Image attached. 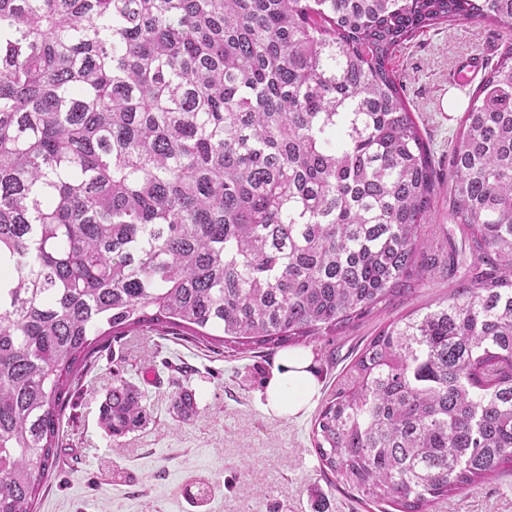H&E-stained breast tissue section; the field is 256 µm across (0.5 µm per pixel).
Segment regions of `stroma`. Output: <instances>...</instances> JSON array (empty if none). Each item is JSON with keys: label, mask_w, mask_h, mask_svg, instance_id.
Returning <instances> with one entry per match:
<instances>
[{"label": "stroma", "mask_w": 512, "mask_h": 512, "mask_svg": "<svg viewBox=\"0 0 512 512\" xmlns=\"http://www.w3.org/2000/svg\"><path fill=\"white\" fill-rule=\"evenodd\" d=\"M505 46L494 27L441 24L417 34L393 58L406 103L437 161L447 162L461 107L481 81L476 75L466 86H455L449 82L451 73L482 48L487 61L496 62ZM447 289L445 280L430 281L344 333L308 344L319 391L306 409L290 417L267 414L262 407L264 385L279 365L280 350L232 356L221 344L173 335L139 331L121 337L78 377L62 421L60 460L48 475L36 512H195L186 493L194 478L217 485L207 512H367L364 504L337 489L333 475L321 472L312 445L314 418L384 323ZM151 365L163 373L160 386L144 376ZM121 381L145 395L152 420L122 437L121 452L115 455L99 415L107 390ZM184 387L195 392L197 409L181 419L171 404ZM434 512H512V471L439 501Z\"/></svg>", "instance_id": "obj_1"}]
</instances>
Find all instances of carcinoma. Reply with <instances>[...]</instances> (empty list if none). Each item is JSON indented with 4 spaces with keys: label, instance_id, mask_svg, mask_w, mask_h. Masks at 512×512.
I'll return each instance as SVG.
<instances>
[{
    "label": "carcinoma",
    "instance_id": "carcinoma-1",
    "mask_svg": "<svg viewBox=\"0 0 512 512\" xmlns=\"http://www.w3.org/2000/svg\"><path fill=\"white\" fill-rule=\"evenodd\" d=\"M475 21L511 25L512 0H0V512H35L111 341L301 345L435 277L448 296L384 325L321 405L320 469L429 512L512 466V46L448 142L445 246L391 67ZM149 420L107 392L111 447Z\"/></svg>",
    "mask_w": 512,
    "mask_h": 512
}]
</instances>
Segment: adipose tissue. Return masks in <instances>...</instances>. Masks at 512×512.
Returning a JSON list of instances; mask_svg holds the SVG:
<instances>
[{
    "instance_id": "1",
    "label": "adipose tissue",
    "mask_w": 512,
    "mask_h": 512,
    "mask_svg": "<svg viewBox=\"0 0 512 512\" xmlns=\"http://www.w3.org/2000/svg\"><path fill=\"white\" fill-rule=\"evenodd\" d=\"M318 388L310 354L299 348L287 350L265 383L263 408L277 416L295 415L313 401Z\"/></svg>"
}]
</instances>
